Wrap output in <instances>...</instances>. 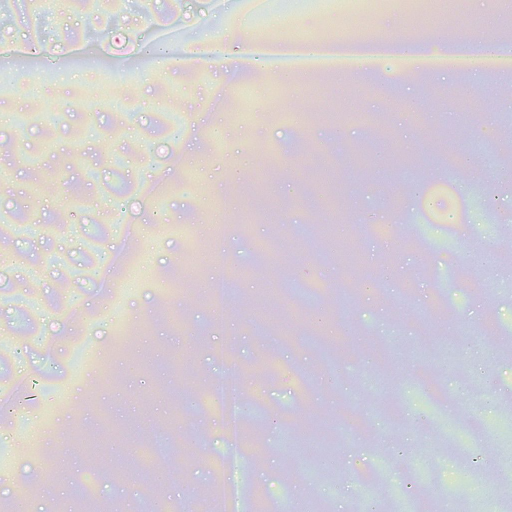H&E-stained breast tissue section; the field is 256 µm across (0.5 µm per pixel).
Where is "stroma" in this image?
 Listing matches in <instances>:
<instances>
[{"label":"stroma","mask_w":512,"mask_h":512,"mask_svg":"<svg viewBox=\"0 0 512 512\" xmlns=\"http://www.w3.org/2000/svg\"><path fill=\"white\" fill-rule=\"evenodd\" d=\"M253 37L271 43L371 38L448 43L467 36L512 41L495 0H459L443 20L437 0H241ZM224 0H113L87 15L65 0L53 28H21L36 0H0V45L22 37L53 43L56 66L23 62L0 76V155L14 169L0 183V214L31 206L50 252L0 226V408L27 403L0 439L17 476L0 500L22 512H66L76 485L111 499L115 512H162L224 486V451L238 455L231 512H294L305 491L313 512H458L461 492L512 507V199L499 195L500 160L512 153V76L488 71L438 81L403 62L360 81L338 72L306 80L169 68L147 77L124 27L147 22L167 36L220 50ZM223 14V25L211 24ZM280 18L278 26L264 16ZM98 47L82 56V43ZM448 98L440 117L426 89ZM202 120H195L199 107ZM55 118V125L44 122ZM456 130L451 149L433 135ZM190 134L193 157L171 142ZM436 157L412 181L409 158ZM164 172L154 187L136 160ZM335 164V236L352 238L356 264L336 248L314 250L313 212L297 191L321 198L308 178ZM263 174L282 222L247 211ZM120 199L121 215L106 201ZM359 199L353 211L350 199ZM160 217L140 234L145 208ZM467 218V235L453 221ZM483 252L465 259L468 238ZM47 261L48 278L18 295L13 263ZM284 265L280 318L260 312ZM178 269L181 286L166 281ZM233 334H226V327ZM345 349L324 360L333 339ZM272 364L276 376L262 377ZM234 394L226 426L220 406ZM483 412L485 439L468 426ZM327 418L325 481L288 453L304 414ZM277 418L262 450L254 424ZM114 429L113 471L98 470L83 441ZM178 454H171V446ZM151 464L161 487L128 479Z\"/></svg>","instance_id":"1"}]
</instances>
